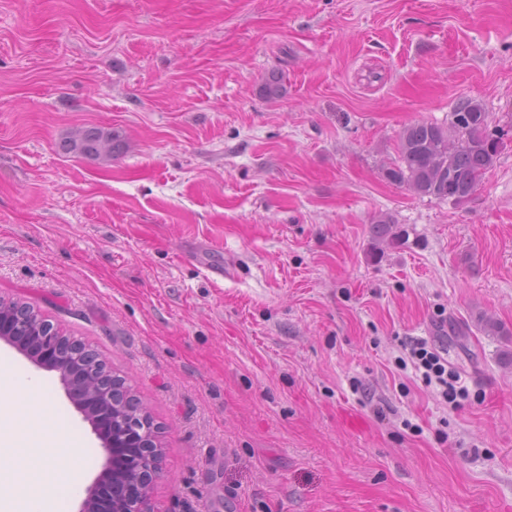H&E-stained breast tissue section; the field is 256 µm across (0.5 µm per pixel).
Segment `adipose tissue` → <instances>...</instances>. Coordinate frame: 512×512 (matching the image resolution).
I'll use <instances>...</instances> for the list:
<instances>
[{
  "instance_id": "1",
  "label": "adipose tissue",
  "mask_w": 512,
  "mask_h": 512,
  "mask_svg": "<svg viewBox=\"0 0 512 512\" xmlns=\"http://www.w3.org/2000/svg\"><path fill=\"white\" fill-rule=\"evenodd\" d=\"M37 397L38 418L53 422L50 431L28 428L13 411L16 393ZM92 456L45 389L0 356V512H68L79 490L78 477Z\"/></svg>"
}]
</instances>
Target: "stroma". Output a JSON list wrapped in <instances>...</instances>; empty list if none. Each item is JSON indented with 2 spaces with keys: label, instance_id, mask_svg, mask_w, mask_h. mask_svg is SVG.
Wrapping results in <instances>:
<instances>
[{
  "label": "stroma",
  "instance_id": "1",
  "mask_svg": "<svg viewBox=\"0 0 512 512\" xmlns=\"http://www.w3.org/2000/svg\"><path fill=\"white\" fill-rule=\"evenodd\" d=\"M467 99L505 133L474 194L388 181ZM88 129L116 152L66 153ZM0 296L164 426L156 512H512V0H0ZM0 354L93 451L79 512L101 442ZM373 231L376 240L386 242L388 245H399L405 240V233L402 230L397 231L396 224L389 217L376 220ZM408 355L411 361L419 370L423 369V377L428 383H432L433 379L442 387L441 396L448 401L456 399L455 387L448 379H452L453 375L448 373V365L440 355L428 345L424 339L415 340L409 345Z\"/></svg>",
  "mask_w": 512,
  "mask_h": 512
}]
</instances>
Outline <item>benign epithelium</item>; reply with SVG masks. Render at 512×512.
<instances>
[{"label": "benign epithelium", "mask_w": 512, "mask_h": 512, "mask_svg": "<svg viewBox=\"0 0 512 512\" xmlns=\"http://www.w3.org/2000/svg\"><path fill=\"white\" fill-rule=\"evenodd\" d=\"M1 341L22 352L36 368L58 374L68 398L107 452L95 485L107 482L112 475V449L133 448L139 459L137 470L130 476L135 492L123 498L116 512H154L151 490L161 473L163 450L151 418L145 413L128 418L125 404L129 396L94 368L89 371L86 385L77 386L75 372L84 367V362L74 351V339L62 332L44 331L41 321L23 323L14 318L0 321Z\"/></svg>", "instance_id": "obj_1"}]
</instances>
